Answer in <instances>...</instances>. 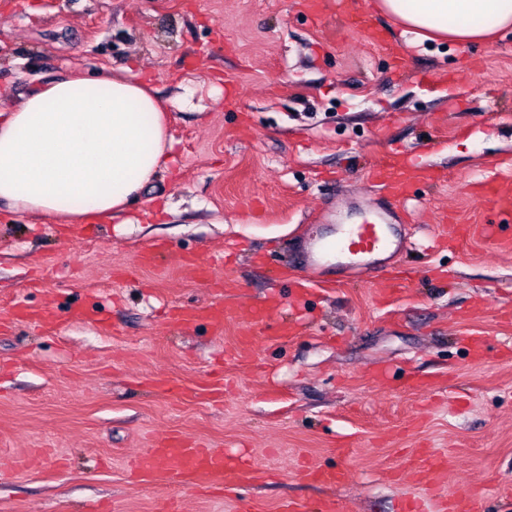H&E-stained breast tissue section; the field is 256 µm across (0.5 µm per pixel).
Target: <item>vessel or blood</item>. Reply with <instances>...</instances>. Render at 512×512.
Here are the masks:
<instances>
[{
    "instance_id": "1",
    "label": "vessel or blood",
    "mask_w": 512,
    "mask_h": 512,
    "mask_svg": "<svg viewBox=\"0 0 512 512\" xmlns=\"http://www.w3.org/2000/svg\"><path fill=\"white\" fill-rule=\"evenodd\" d=\"M367 177L379 187L384 204H370V219L359 224H340L336 236L326 239L314 237L303 255L307 265L325 268L331 257L344 259L343 267L355 271L375 266L377 272L386 274V286L380 291L381 300H391L398 290L396 277L390 276L384 254H396L403 243L397 231L404 215L397 204L412 181L442 182L440 172L421 167L410 156L394 154L371 167ZM480 195L508 220L512 221V180L492 177L478 185ZM482 236L494 241L501 249L512 250V238L499 236L495 225L484 224L474 228L466 224H439L432 232L434 243L448 246L460 241ZM226 308L210 304L198 308H177L170 312L172 323L188 328L198 320H207L214 334L224 332ZM133 472L142 482L166 487L180 484L208 492L221 493L225 489L243 486L250 473L241 458L224 453L220 448H206L197 441L175 433L157 446L146 449L136 460Z\"/></svg>"
}]
</instances>
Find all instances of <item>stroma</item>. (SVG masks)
Instances as JSON below:
<instances>
[{"label": "stroma", "mask_w": 512, "mask_h": 512, "mask_svg": "<svg viewBox=\"0 0 512 512\" xmlns=\"http://www.w3.org/2000/svg\"><path fill=\"white\" fill-rule=\"evenodd\" d=\"M298 0H0V112L67 73L130 70L172 116L174 163L128 209L132 224H77L0 209V320L15 307L46 321L0 331V512H157L166 494L183 512H400L439 495L483 496L512 512V252L469 241L431 248L440 219L495 224L472 182L512 176V35L496 45L408 44L374 0H354L406 51L407 74L338 19L324 38ZM420 151L445 182H413L406 252L415 270L401 296L378 301L365 271L325 281L300 264L324 213L357 222L372 190L362 168L385 151ZM164 254L120 276L138 252ZM192 255L219 280L217 297L182 265ZM295 264L313 290L311 323L280 339L277 320L252 335L240 317L223 335L207 323L167 326L172 306L224 301L249 310L294 288L275 272ZM98 307L108 329L74 320ZM484 336L472 362L464 334ZM391 377L373 380V368ZM430 389H406L412 374ZM167 378L183 392H158ZM180 433L246 457L257 469L239 498H213L134 480L131 465ZM444 465L420 470L423 450ZM346 469L342 484L306 479L308 465Z\"/></svg>", "instance_id": "35a3bbf8"}]
</instances>
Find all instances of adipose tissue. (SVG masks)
Returning <instances> with one entry per match:
<instances>
[{"mask_svg": "<svg viewBox=\"0 0 512 512\" xmlns=\"http://www.w3.org/2000/svg\"><path fill=\"white\" fill-rule=\"evenodd\" d=\"M411 43L490 45L512 0H377ZM170 114L151 85L117 72L61 76L0 112V205L101 222L126 213L171 160Z\"/></svg>", "mask_w": 512, "mask_h": 512, "instance_id": "ef3b65f1", "label": "adipose tissue"}]
</instances>
